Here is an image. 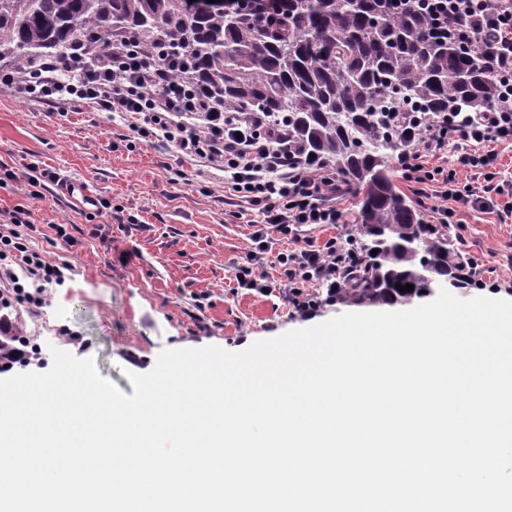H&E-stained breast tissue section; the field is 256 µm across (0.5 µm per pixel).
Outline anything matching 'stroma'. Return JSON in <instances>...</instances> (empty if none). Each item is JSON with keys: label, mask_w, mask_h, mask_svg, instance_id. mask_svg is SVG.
I'll return each mask as SVG.
<instances>
[{"label": "stroma", "mask_w": 512, "mask_h": 512, "mask_svg": "<svg viewBox=\"0 0 512 512\" xmlns=\"http://www.w3.org/2000/svg\"><path fill=\"white\" fill-rule=\"evenodd\" d=\"M131 137L129 117L89 105L63 113L0 88V165L15 174L0 188V212L28 202L37 227L29 249L72 268L64 286L48 288L43 307H18L24 332L40 348L39 372L51 368L56 347L95 359L100 375L130 395L129 373L151 371L163 350L217 345L237 352L348 312V305L326 303V289L317 283L305 291L321 297L320 307L308 316L297 312L278 288L271 253L257 266L271 292L240 288L238 269L261 215L234 196L222 170ZM32 163L99 191L108 210L102 234L93 235L94 217L56 189L29 200ZM337 204L342 223L302 227L297 239L279 241V248L309 238L348 242L356 233L358 199L347 189ZM58 224L65 225L67 239L57 236ZM451 228L479 281L457 291V298H511L512 216L499 208L459 206ZM72 334L77 344L69 343Z\"/></svg>", "instance_id": "stroma-1"}]
</instances>
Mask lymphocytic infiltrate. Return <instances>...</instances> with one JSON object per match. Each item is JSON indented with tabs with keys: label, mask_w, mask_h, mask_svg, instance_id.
Returning a JSON list of instances; mask_svg holds the SVG:
<instances>
[{
	"label": "lymphocytic infiltrate",
	"mask_w": 512,
	"mask_h": 512,
	"mask_svg": "<svg viewBox=\"0 0 512 512\" xmlns=\"http://www.w3.org/2000/svg\"><path fill=\"white\" fill-rule=\"evenodd\" d=\"M427 6L437 29H453L462 43L492 49L498 72L512 75V0H427ZM183 68L180 58L161 50L118 44L101 51L95 43L80 40L37 69L1 75L0 84L63 108L80 102L132 115L130 129L136 138L161 140L181 157L224 170L232 191L263 217L237 282L242 288L264 290L251 264L272 246L274 236L294 235L308 224L340 223L342 210L334 201L339 192L336 171L324 163L289 161L281 150L280 131L268 128L260 115L242 119L225 111L203 85L183 75ZM399 122L406 137L397 169L407 181L436 184L435 196L443 201L433 209L437 223H448L456 203L497 207L504 187L496 182V155L488 145L512 142V97L482 112H448L433 119L405 112ZM461 141L471 148L460 153L457 168L425 169V153ZM461 168L472 172L470 182L458 179ZM7 218L10 226L0 232V311L18 302L40 307L44 285L62 284L64 267L29 250L34 224L27 206L15 205ZM276 260L279 285L299 312L317 306L304 294L305 284L325 285L331 294L340 286L344 257L337 238L321 244L305 240L278 253Z\"/></svg>",
	"instance_id": "f902f5d3"
}]
</instances>
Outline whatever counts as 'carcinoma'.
Instances as JSON below:
<instances>
[{"mask_svg": "<svg viewBox=\"0 0 512 512\" xmlns=\"http://www.w3.org/2000/svg\"><path fill=\"white\" fill-rule=\"evenodd\" d=\"M235 12L197 0H0V61L34 69L88 38H121L191 59L214 100L288 130V159L327 162L361 196L354 273L337 301L394 305L423 298L425 269L454 288L475 284L446 224H426L398 190L391 159L401 133L390 107L441 115L500 102L492 53L436 34L425 14L397 0H254ZM376 254H371V251ZM414 285L399 292L396 285Z\"/></svg>", "mask_w": 512, "mask_h": 512, "instance_id": "obj_1", "label": "carcinoma"}]
</instances>
